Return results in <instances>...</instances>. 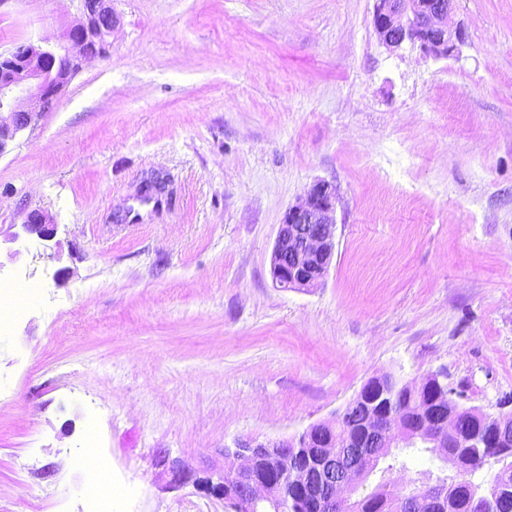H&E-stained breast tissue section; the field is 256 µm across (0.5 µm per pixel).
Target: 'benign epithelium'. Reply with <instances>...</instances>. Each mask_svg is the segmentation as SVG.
<instances>
[{"mask_svg":"<svg viewBox=\"0 0 512 512\" xmlns=\"http://www.w3.org/2000/svg\"><path fill=\"white\" fill-rule=\"evenodd\" d=\"M455 0H374L373 28L379 43L390 51L409 43L434 60L459 54L465 42L460 27L448 26ZM81 20L62 41L18 43L0 54V155L16 136L54 107L68 79L84 65L105 57L108 38L119 24L112 0H80ZM336 188L326 181L310 186L288 206L279 224L271 258V274L282 289L305 288L327 273L335 249ZM24 230L47 241L56 225L34 209ZM448 391L439 372L410 385L419 393L433 387ZM496 429L473 434L470 442L486 449L480 468L495 479L493 460L512 451V412L486 415ZM348 420L352 431L348 447L353 455L375 462L380 448H436L450 465L461 462V419L445 412L441 401L421 395L416 405H404L393 396L390 380L382 375L370 379L357 396L331 420L308 426L301 434L280 438L238 439L224 448V464L232 467L234 486L220 482L212 493L231 505L232 512H359V487L369 477L370 466L336 464V423ZM420 498L411 486L402 485L391 506L377 504L373 510L417 512L423 504L454 509L457 500L471 496L473 486L462 479L451 493L440 485L423 486Z\"/></svg>","mask_w":512,"mask_h":512,"instance_id":"1","label":"benign epithelium"}]
</instances>
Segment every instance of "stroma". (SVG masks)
<instances>
[{"label":"stroma","instance_id":"1","mask_svg":"<svg viewBox=\"0 0 512 512\" xmlns=\"http://www.w3.org/2000/svg\"><path fill=\"white\" fill-rule=\"evenodd\" d=\"M373 3L114 0L107 57L0 155V279L46 290L0 331V512H88L91 424L111 512H227L226 444L300 434L372 377L512 396V0H457L439 61L382 46ZM79 16L0 0V52ZM317 180L332 264L277 288L278 226ZM48 217L40 210L34 209L27 216V224L24 230L30 235H35L40 240H50L56 234V224H50Z\"/></svg>","mask_w":512,"mask_h":512}]
</instances>
